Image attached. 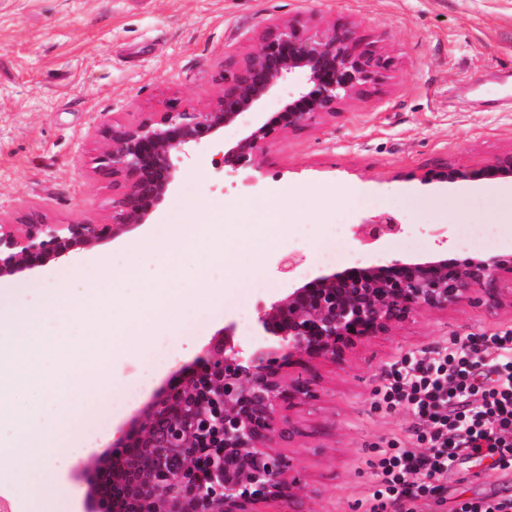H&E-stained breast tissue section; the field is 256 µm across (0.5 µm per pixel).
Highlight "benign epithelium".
Here are the masks:
<instances>
[{
  "instance_id": "obj_1",
  "label": "benign epithelium",
  "mask_w": 512,
  "mask_h": 512,
  "mask_svg": "<svg viewBox=\"0 0 512 512\" xmlns=\"http://www.w3.org/2000/svg\"><path fill=\"white\" fill-rule=\"evenodd\" d=\"M392 66L350 26L310 34L283 20L267 28L255 51L224 69L219 91L205 106L172 103L133 124L104 121L95 173L112 182V216L105 224H56L30 210L18 221H0V277L68 257L77 247L114 239L148 223L176 179L172 154L208 147L224 128L244 123L241 137L217 165L232 175L259 170L270 144L285 133L338 115L380 84ZM304 83L288 93L268 120H248L285 78ZM512 178V153L477 170L445 168L446 183ZM404 232L388 214L360 225L362 240ZM512 285V255L451 254L393 257L337 272H322L288 289L270 305L259 304L257 345L235 340L224 325L220 344L180 367L143 409L112 431L105 465L98 469L104 494L89 495L80 512H260L269 502H290L299 479L288 460L271 451L283 435L279 405L308 400V379H289L320 361L340 363L359 341L389 333L421 310L441 311L461 302L496 306ZM173 458L181 465L173 467Z\"/></svg>"
}]
</instances>
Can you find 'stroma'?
<instances>
[{"label":"stroma","mask_w":512,"mask_h":512,"mask_svg":"<svg viewBox=\"0 0 512 512\" xmlns=\"http://www.w3.org/2000/svg\"><path fill=\"white\" fill-rule=\"evenodd\" d=\"M299 22L312 34L331 25L355 27L390 57L384 82L336 118L289 131L263 161L262 187L216 189L209 150L176 158L173 190L153 215L163 223L183 197L223 208L224 223L254 224L262 209L292 212L287 244L253 255L236 238L226 252L261 262L270 303L288 287L274 257L303 254L307 275L329 225H348L388 213L404 234L383 238L380 255L427 254L438 236L455 239L460 225L500 219L512 208V181L458 182L448 188L423 178L451 166L477 170L512 153V0H0V220L31 208L59 224H102L112 186L95 173L101 118L134 123L171 101L205 105L224 68L257 44L264 28ZM361 187L372 206L345 196ZM142 224L120 237L79 249L31 271L0 278V291L51 282L64 267L128 249L150 230ZM238 304L214 306L203 330L187 328L168 368L146 389L147 404L173 371L218 343ZM512 329V307L459 303L421 310L388 335L351 349L342 365L319 362L309 373L317 398L281 405L290 434L275 451L290 459L304 483L295 512H366L375 475L369 460L389 442L409 445L417 421L411 410L386 411L377 393L391 368L411 352H434L451 339ZM95 461L85 458L69 479L52 461L9 487L0 499L14 512L36 491L64 487L61 512H75L92 488ZM431 512H458L464 500L512 496V473L468 462L435 493Z\"/></svg>","instance_id":"stroma-1"}]
</instances>
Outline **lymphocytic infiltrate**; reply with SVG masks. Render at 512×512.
<instances>
[{"instance_id": "1", "label": "lymphocytic infiltrate", "mask_w": 512, "mask_h": 512, "mask_svg": "<svg viewBox=\"0 0 512 512\" xmlns=\"http://www.w3.org/2000/svg\"><path fill=\"white\" fill-rule=\"evenodd\" d=\"M385 409L409 408L425 429L417 448L390 447L373 462L369 512H417L466 460L512 471V329L412 354L378 392Z\"/></svg>"}]
</instances>
